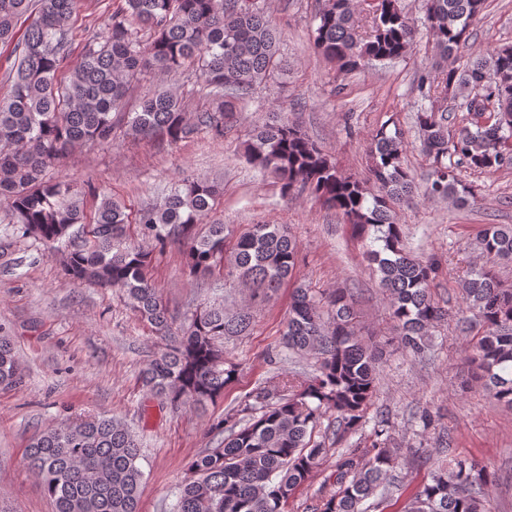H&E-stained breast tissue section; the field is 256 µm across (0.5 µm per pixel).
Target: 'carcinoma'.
<instances>
[{"instance_id": "1", "label": "carcinoma", "mask_w": 512, "mask_h": 512, "mask_svg": "<svg viewBox=\"0 0 512 512\" xmlns=\"http://www.w3.org/2000/svg\"><path fill=\"white\" fill-rule=\"evenodd\" d=\"M367 0H322L313 45L337 75L405 56L417 37L399 0L370 6L364 30L357 14ZM81 0H0V45L10 64L0 75L8 93L0 98V197L11 207L13 232L46 245L74 283L113 288L166 347L149 361L143 385L178 408L224 396L237 374L224 357V337L244 336L251 307L196 308L181 324L150 277L151 253L129 238L139 235L160 248H181L189 275L227 274L244 282L251 298L264 301L290 282L298 244L282 224H255L239 236L220 223H206L224 194L221 182L186 177L161 203L136 209L112 197L89 174L81 182L51 181L48 167L83 144L108 143L116 129L159 136L175 144L203 132L224 139L226 120L255 87L278 69L281 32L261 0H120L104 28L89 31L73 55L70 21ZM484 0H426L424 28L441 56L456 57ZM191 71L208 106L186 112L177 89L162 87L136 112L125 110L143 71ZM443 91L462 96L465 124L448 131V106L417 115L422 151L431 160L428 193L465 204L471 190L456 166L474 171L512 163V45L440 71ZM399 130L382 128L370 144L369 182L345 175L335 160L287 117L254 128L246 160L271 176L283 194L306 192L336 211L353 230L374 231L381 243L368 251L391 316L406 350L421 354L430 327L447 311L432 299L433 261L405 250L396 206L412 193ZM484 264L470 272L464 292L470 315L461 330L476 337L469 357L488 397L512 408V290L495 267L512 262V224H487L480 233ZM285 347L315 359L305 382H278L248 396V420L214 448L187 464L175 512H285L288 500L308 483L326 454L314 439L322 415L336 413V436L356 429L370 406L376 381V344L360 334L348 293L306 285L291 293ZM23 383L14 347L0 336V386ZM136 436L113 417L65 421L35 434L27 464L43 480L54 512H139L144 473ZM397 449L386 420L371 444L336 461L338 493L318 512H367L381 507L396 486ZM495 472L452 458L412 493L401 512H492L488 488Z\"/></svg>"}]
</instances>
